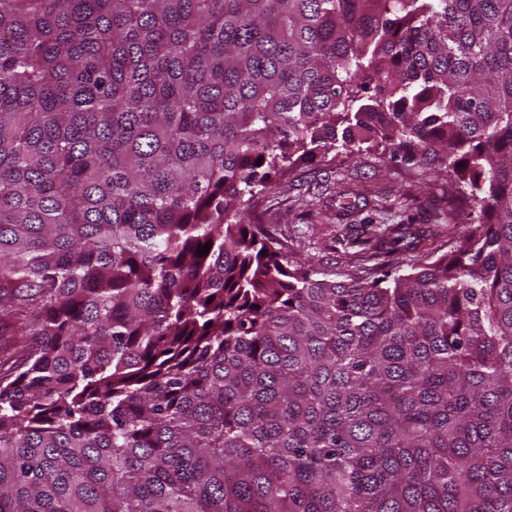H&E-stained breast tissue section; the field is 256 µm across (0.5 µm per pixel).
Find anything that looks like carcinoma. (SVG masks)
Here are the masks:
<instances>
[{"instance_id": "1", "label": "carcinoma", "mask_w": 512, "mask_h": 512, "mask_svg": "<svg viewBox=\"0 0 512 512\" xmlns=\"http://www.w3.org/2000/svg\"><path fill=\"white\" fill-rule=\"evenodd\" d=\"M389 149L478 221L288 259L255 198ZM11 328L0 512H512V0H0Z\"/></svg>"}]
</instances>
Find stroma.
<instances>
[{
	"label": "stroma",
	"instance_id": "35a3bbf8",
	"mask_svg": "<svg viewBox=\"0 0 512 512\" xmlns=\"http://www.w3.org/2000/svg\"><path fill=\"white\" fill-rule=\"evenodd\" d=\"M451 187L445 171L431 165L375 152H343L326 161L302 165L276 179L257 213L289 259L313 257L338 280L404 274L451 249L476 221L475 211L448 212ZM411 223L434 236L415 250L394 254L384 268L345 256L335 235L347 225Z\"/></svg>",
	"mask_w": 512,
	"mask_h": 512
}]
</instances>
